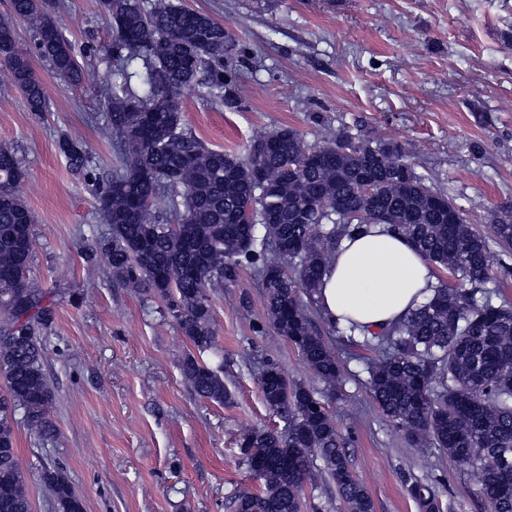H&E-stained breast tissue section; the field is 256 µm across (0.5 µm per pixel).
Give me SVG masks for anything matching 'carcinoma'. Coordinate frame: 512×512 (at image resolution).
I'll list each match as a JSON object with an SVG mask.
<instances>
[{
	"label": "carcinoma",
	"instance_id": "obj_1",
	"mask_svg": "<svg viewBox=\"0 0 512 512\" xmlns=\"http://www.w3.org/2000/svg\"><path fill=\"white\" fill-rule=\"evenodd\" d=\"M112 29L106 68L78 63L56 20L55 0H12L0 17V64L6 85L29 111L46 108L45 89L29 52L19 47L15 20L35 35L38 55L60 78L90 84L107 109L101 123L117 165L96 197L109 233L86 255L111 278L148 288L165 303L193 351L181 375L201 399H231L215 350L212 291L239 268L272 250L256 267L266 314L319 379L335 386L333 347L314 328L311 309L323 273L343 237L389 224L407 236L458 285L439 282L433 294L394 324L382 342L390 351L368 367V390L386 418L411 441H429L470 468L487 512H512V305L483 291L490 280L489 244L453 201L427 182L403 147L383 137L338 134L319 146L292 128L257 140L243 161L208 147L185 126L177 95L193 86L229 109L240 89L224 60L237 54L230 26L175 0H98ZM60 152L73 171L92 176L80 142L63 138ZM0 165V512H32L16 448L22 422L43 440L53 437L54 392L45 375L44 330L54 304L32 286L36 216L17 191L24 170L15 150ZM291 159L296 169L284 168ZM376 185L366 198L364 178ZM253 220L240 222L244 202ZM495 240L512 247V206L492 215ZM266 405L288 415L283 428L258 427L241 439L242 465L259 482L237 490L234 512H302L307 486L328 476L346 512H375L366 485L352 471L335 417L315 390L288 382L275 362L258 383ZM41 480L58 512H85L60 467ZM421 512H436L435 494L413 481Z\"/></svg>",
	"mask_w": 512,
	"mask_h": 512
}]
</instances>
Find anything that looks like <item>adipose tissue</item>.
Instances as JSON below:
<instances>
[{
    "label": "adipose tissue",
    "instance_id": "1",
    "mask_svg": "<svg viewBox=\"0 0 512 512\" xmlns=\"http://www.w3.org/2000/svg\"><path fill=\"white\" fill-rule=\"evenodd\" d=\"M435 284L433 265L404 236L375 224L343 238L316 299L329 321L374 332L418 307Z\"/></svg>",
    "mask_w": 512,
    "mask_h": 512
}]
</instances>
